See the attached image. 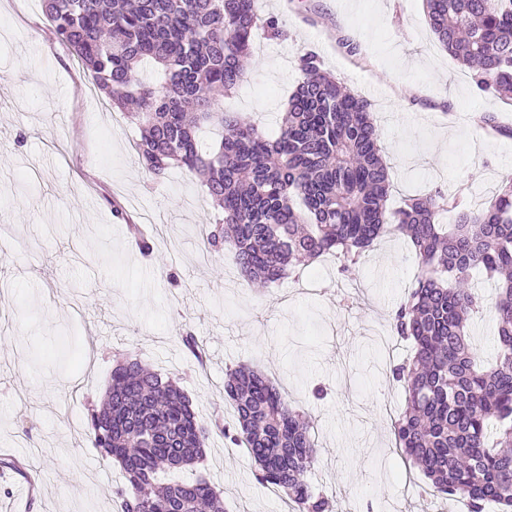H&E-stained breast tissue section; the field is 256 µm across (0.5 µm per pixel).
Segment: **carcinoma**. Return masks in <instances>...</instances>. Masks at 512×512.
<instances>
[{
  "label": "carcinoma",
  "instance_id": "obj_1",
  "mask_svg": "<svg viewBox=\"0 0 512 512\" xmlns=\"http://www.w3.org/2000/svg\"><path fill=\"white\" fill-rule=\"evenodd\" d=\"M57 36L113 105H135L136 150L144 168L172 166L202 178L221 209L204 252L231 254L241 274L263 288L297 266L334 254L351 273L388 234L407 238L420 260L415 287L396 309L393 330L413 356L392 369L405 392L391 420L397 452L419 468L427 493L488 502L512 512V178L473 211L442 191L387 206L390 171L370 104L324 72L312 52L300 57L304 80L288 99L279 136L224 111L219 93L243 81L258 25L276 36L278 19L262 0H45ZM440 46L472 72L482 90L512 96V0H424ZM150 64L159 81L141 76ZM222 128L205 146L198 133ZM455 213V223L439 215ZM479 269L496 285L497 359L477 360L469 321L484 298L469 286ZM224 397L233 429L207 425L171 378L127 357L112 369L90 437L117 461L118 512H224L216 487L179 477L198 463L213 428L242 443L260 483L283 492L292 512H336L307 473L318 459L303 411L247 364L227 370Z\"/></svg>",
  "mask_w": 512,
  "mask_h": 512
}]
</instances>
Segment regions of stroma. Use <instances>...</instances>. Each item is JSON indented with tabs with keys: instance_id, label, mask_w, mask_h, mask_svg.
Here are the masks:
<instances>
[{
	"instance_id": "1",
	"label": "stroma",
	"mask_w": 512,
	"mask_h": 512,
	"mask_svg": "<svg viewBox=\"0 0 512 512\" xmlns=\"http://www.w3.org/2000/svg\"><path fill=\"white\" fill-rule=\"evenodd\" d=\"M264 10L283 34L256 29L225 111L274 135L312 50L371 105L389 207L441 190L476 209L512 176V136L476 122L492 113L512 128V102L475 87L435 39L422 0H264ZM139 139L75 64L43 0H0V512H114L123 476L88 428L127 356L175 379L207 422L234 421L227 367L263 371L309 413L319 448L309 481L335 497L336 512H420L424 478L390 438L404 391L372 340L413 287L407 240L387 236L347 277L329 256L255 287L232 257L197 264L218 213L197 175L146 172ZM134 224L152 237L151 253ZM189 334L197 349L184 345ZM255 471L246 448L217 433L182 477L209 479L227 512H285Z\"/></svg>"
}]
</instances>
